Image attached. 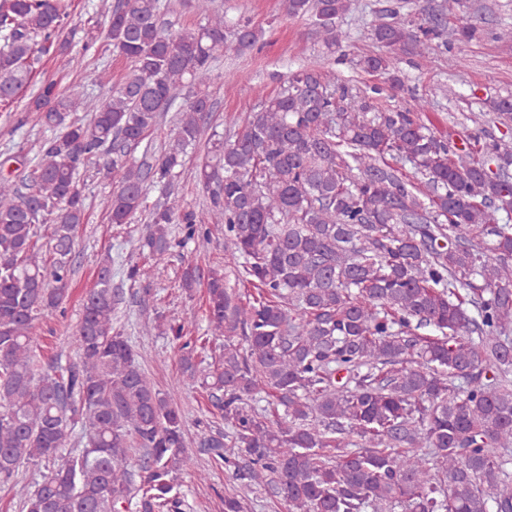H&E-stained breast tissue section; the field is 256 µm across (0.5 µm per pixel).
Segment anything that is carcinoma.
<instances>
[{
    "label": "carcinoma",
    "mask_w": 512,
    "mask_h": 512,
    "mask_svg": "<svg viewBox=\"0 0 512 512\" xmlns=\"http://www.w3.org/2000/svg\"><path fill=\"white\" fill-rule=\"evenodd\" d=\"M442 0L418 20L383 14L360 61L402 87L403 55L450 42ZM351 0H283L341 45ZM168 0H98L106 38L131 71L98 101L47 78L18 109L51 131L19 176L0 160V486L22 512H183L179 475L193 455L186 417L147 376L114 327L119 294L103 261L74 336L77 360L41 358L35 321L62 305L73 273L72 231L85 219L81 170L115 187L113 224L148 212L142 247H171L169 225L203 248L193 210L147 209L148 184L170 197L212 103L184 101L174 136L148 132L224 57V11L174 30ZM72 0H0V103L32 83L34 62L67 56ZM465 23L454 42L479 39ZM263 29H234L240 52ZM512 122V94L490 102ZM416 100L374 111L313 60L246 107L243 131L217 138L199 179L208 220L224 225L235 287L207 281L217 357L183 339L180 366L208 391L228 432L201 434L244 489L264 488L285 512H512V138L436 135ZM84 112L85 119H72ZM142 149L140 160L130 156ZM52 224L50 258L35 249ZM42 470L21 483L23 468Z\"/></svg>",
    "instance_id": "1"
}]
</instances>
